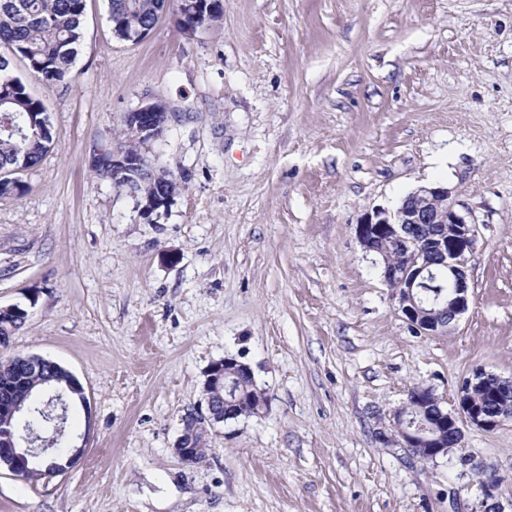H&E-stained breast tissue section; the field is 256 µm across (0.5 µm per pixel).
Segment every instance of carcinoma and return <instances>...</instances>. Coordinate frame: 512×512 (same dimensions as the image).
Listing matches in <instances>:
<instances>
[{"mask_svg": "<svg viewBox=\"0 0 512 512\" xmlns=\"http://www.w3.org/2000/svg\"><path fill=\"white\" fill-rule=\"evenodd\" d=\"M167 7L166 0H109V18L117 36L134 41L148 35L159 15ZM85 0H0V58L7 66L0 69V173H9L19 157L35 164L52 143V128L44 102L30 95L22 81L10 74L16 60L47 87L70 80L76 45L82 38ZM176 27L185 35L189 29L206 28L220 21L221 10L200 12L193 0L175 2ZM147 188H162L176 193L180 179L170 170H153L143 178ZM433 300L448 294V276L438 274L432 287L423 289ZM18 363L0 359V383L16 384ZM29 393L18 389L12 399L37 407L41 391L55 382L61 386L67 376L46 368L29 375ZM27 424L50 436L55 424L33 411Z\"/></svg>", "mask_w": 512, "mask_h": 512, "instance_id": "obj_1", "label": "carcinoma"}]
</instances>
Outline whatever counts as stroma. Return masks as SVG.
Instances as JSON below:
<instances>
[{
  "instance_id": "obj_1",
  "label": "stroma",
  "mask_w": 512,
  "mask_h": 512,
  "mask_svg": "<svg viewBox=\"0 0 512 512\" xmlns=\"http://www.w3.org/2000/svg\"><path fill=\"white\" fill-rule=\"evenodd\" d=\"M13 74L53 141L0 196V307L27 312L0 358L57 362L90 407L68 472L0 469V512H483L490 477L512 501V421L433 461L379 439L411 388L451 411L475 370L512 377V0H224L136 44L86 0L71 81ZM150 98L175 115L149 157L183 177L151 220L92 168ZM432 183L477 242L467 312L420 334L357 226ZM227 355L269 406L183 463L181 415ZM177 1V2H176ZM195 1H200L199 7L203 9L213 10L215 6H224L222 0H175L176 27L178 31L187 35V29L206 28L220 21L224 15V11L220 9L212 12H199L196 8Z\"/></svg>"
}]
</instances>
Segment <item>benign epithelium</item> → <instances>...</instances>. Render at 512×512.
Masks as SVG:
<instances>
[{
  "label": "benign epithelium",
  "mask_w": 512,
  "mask_h": 512,
  "mask_svg": "<svg viewBox=\"0 0 512 512\" xmlns=\"http://www.w3.org/2000/svg\"><path fill=\"white\" fill-rule=\"evenodd\" d=\"M171 113L161 112L156 101H148L124 113L125 139L123 145L112 148V154L101 163L102 170L123 181L127 190L141 196L144 214L168 206L172 196L162 190L154 193L145 190L133 172L150 165L148 146L161 139L169 127ZM418 224H446L448 234L439 235L431 242L416 236ZM357 236L367 251L383 252L387 245H397L395 255H385L386 267L382 273L384 282L391 288L397 310L416 331L424 334L441 333L454 325L469 304L468 263L476 245V225L471 213L460 210V204L452 197V191L444 186H421L405 203L389 210L377 207L366 213L357 225ZM448 273L451 285L448 302L440 306L438 300L430 301L418 291L419 285L434 271ZM253 375L251 367L233 356L212 363L206 371L203 383L204 403L191 405L181 416L182 429L175 446V454L184 462H193L196 443L207 445L209 430L219 422L232 417H251L266 406L264 400L252 405L237 393V383L245 376ZM500 389L512 387L511 378H503L485 370H478L466 378L459 389L458 408L443 413L448 421V435L462 442V425L467 424L484 431H493L504 422L512 420V399H500L498 408L490 413L479 399L490 383ZM412 409V397H407L392 417L390 433H379L384 442H394L407 449L415 457L436 459L448 454L439 439L425 436L427 426L419 423L412 428L408 419ZM40 412L55 419L58 430L64 431L68 412L67 398L56 393L41 402ZM89 435L82 436L81 443L68 439L66 454L51 447V441L31 432L27 427L15 426L4 443L0 442V463L7 464L8 471L23 475L28 465H47L50 474L65 473L83 455ZM483 507L486 512H505L500 502L499 485L482 486Z\"/></svg>",
  "instance_id": "1"
}]
</instances>
